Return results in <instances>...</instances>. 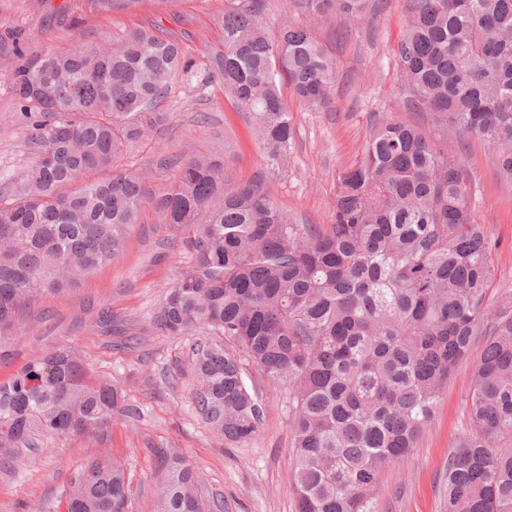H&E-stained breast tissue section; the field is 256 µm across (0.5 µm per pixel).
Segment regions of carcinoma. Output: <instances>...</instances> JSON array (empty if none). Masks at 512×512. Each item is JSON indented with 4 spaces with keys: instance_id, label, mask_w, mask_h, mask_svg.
Instances as JSON below:
<instances>
[{
    "instance_id": "obj_1",
    "label": "carcinoma",
    "mask_w": 512,
    "mask_h": 512,
    "mask_svg": "<svg viewBox=\"0 0 512 512\" xmlns=\"http://www.w3.org/2000/svg\"><path fill=\"white\" fill-rule=\"evenodd\" d=\"M288 13L338 20L336 38L371 0H285ZM397 46L403 104L428 133L376 120L362 157L336 176L331 224H295L269 175L293 147L284 89L319 110L336 60L306 26L267 29L266 0H224L223 49L197 61L173 36L140 29L58 52L13 48L5 80L35 111L34 161L0 202V358L17 315L61 294L124 247L146 175L116 169L129 146L167 121L174 84L219 79L262 144L260 172L230 187L224 161L196 156L155 200L164 223L200 226L192 260L153 316L168 336L211 329L232 341L192 351L195 405L223 435L247 442L265 409L244 363L288 387L297 512H375L382 470L404 461L432 421L457 365L486 337L474 368L471 433L448 458L444 512H512V302L485 306L496 269L472 207L476 179L448 135L497 151L512 183V0H409ZM139 415L122 389L58 349L0 383V467L44 436L96 434ZM153 473L156 512H221L195 466L165 449ZM124 464L92 458L70 479L67 512H128Z\"/></svg>"
}]
</instances>
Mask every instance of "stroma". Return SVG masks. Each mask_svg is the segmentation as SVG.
I'll list each match as a JSON object with an SVG mask.
<instances>
[{
  "label": "stroma",
  "instance_id": "1",
  "mask_svg": "<svg viewBox=\"0 0 512 512\" xmlns=\"http://www.w3.org/2000/svg\"><path fill=\"white\" fill-rule=\"evenodd\" d=\"M374 9L336 40L331 24L310 20L319 40L336 57L333 101L320 110L289 98L294 147L288 166L269 183L273 200L293 222L328 224L333 219L336 174L361 154L373 119L395 116L426 126L424 115L405 111L395 52L406 30L408 0H373ZM224 0H138L116 9L105 0H0V41L21 36L26 48L66 50L83 42L124 37L156 28L175 36L189 56L205 58L224 41ZM166 124L130 147L119 169L148 174L147 200L129 228L123 250L104 267L64 294L32 302L15 324L8 354L0 360V383L25 365L70 347L94 376L119 385L139 417L113 423L95 435L48 439L40 455L20 449L13 465L0 469V512H64L75 470L101 451L124 460L131 486L128 512H154L152 474L156 452L176 448L200 472L205 495H220L224 512H295L291 481L287 388L256 368L246 382L265 406L259 434L229 445L198 412L191 349L224 344V337L199 329L162 336L152 318L192 253L196 230H174L160 221L151 199L176 180L178 168L157 166L159 156L181 159L216 154L224 159L229 185L250 180L263 151L244 114L224 94L222 82L176 89L165 105ZM31 122L23 118L6 83L0 82V199L33 163L27 146ZM449 150H463L476 177L474 211L492 246L495 279L486 304L512 300V184L499 176L497 157L474 137H450ZM477 338L442 395L434 419L408 459L386 468L375 498L376 512H443L448 456L471 426L466 408L472 372L484 347Z\"/></svg>",
  "mask_w": 512,
  "mask_h": 512
}]
</instances>
